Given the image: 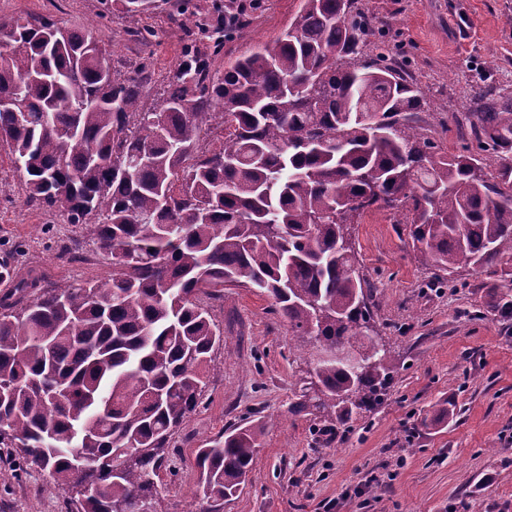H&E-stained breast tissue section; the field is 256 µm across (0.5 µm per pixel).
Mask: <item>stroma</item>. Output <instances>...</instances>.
<instances>
[{"label":"stroma","instance_id":"obj_1","mask_svg":"<svg viewBox=\"0 0 512 512\" xmlns=\"http://www.w3.org/2000/svg\"><path fill=\"white\" fill-rule=\"evenodd\" d=\"M382 20L381 41L425 92L421 125L447 152L471 138L458 118L474 87L512 97V0H358ZM301 0H258L247 28L224 39L214 68L256 45L274 44ZM100 0H0L1 19L45 16L83 26L106 46L112 68L130 75L150 59L160 80L175 69L193 23L176 27L168 5L147 16L151 45L127 32L120 11L99 20ZM25 181L0 144V254L47 282H99L112 259L89 225L64 224L25 202ZM79 242L87 260L61 257L58 240ZM358 268L370 286L374 335L392 363L384 399L346 425L326 427L295 412L308 388L319 343H301L266 294L229 288L207 301L224 331L203 402L185 418L157 480L160 512H207L195 451L224 426L262 420V446L244 489L224 512H512V314L496 302L512 283L469 271L443 283L413 249L396 214L377 210L352 226ZM68 495L47 470L11 462L0 448V512H66Z\"/></svg>","mask_w":512,"mask_h":512}]
</instances>
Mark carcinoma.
I'll return each instance as SVG.
<instances>
[{"label": "carcinoma", "instance_id": "carcinoma-1", "mask_svg": "<svg viewBox=\"0 0 512 512\" xmlns=\"http://www.w3.org/2000/svg\"><path fill=\"white\" fill-rule=\"evenodd\" d=\"M129 33L156 0H118ZM196 17L198 38L147 108L151 64L112 71L110 52L47 18L0 22V142L22 163L26 202L90 224L112 258L106 282H40L0 260V445L50 470L76 512H157L166 448L201 403L204 370L224 332L202 298L253 288L295 336L363 365L316 362L314 397L296 410L346 424L380 400L386 350L372 319L350 225L372 210L411 214L413 248L440 280L462 269L512 278V98L471 95L475 149L442 151L414 117L427 106L391 50L364 52L378 19L357 0H301L276 46L220 72L224 3L166 0ZM21 96L16 125L1 103ZM222 129L207 149L203 133ZM486 155L501 160L496 180ZM112 160V166L106 161ZM32 299H27V296ZM265 425L230 424L196 453L208 512L242 489Z\"/></svg>", "mask_w": 512, "mask_h": 512}]
</instances>
